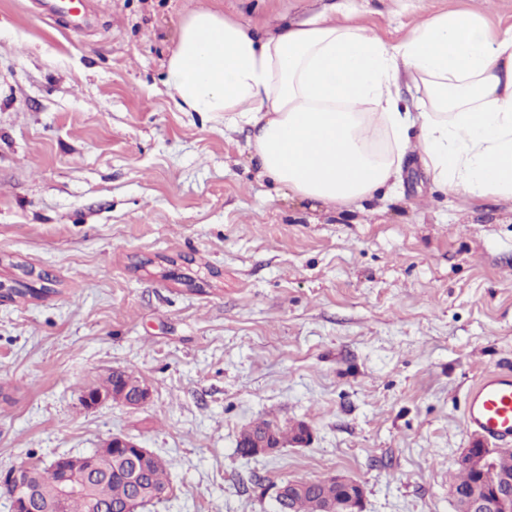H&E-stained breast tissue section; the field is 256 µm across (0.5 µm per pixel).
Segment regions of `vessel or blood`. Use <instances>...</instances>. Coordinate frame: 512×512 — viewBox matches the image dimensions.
<instances>
[{"instance_id":"vessel-or-blood-1","label":"vessel or blood","mask_w":512,"mask_h":512,"mask_svg":"<svg viewBox=\"0 0 512 512\" xmlns=\"http://www.w3.org/2000/svg\"><path fill=\"white\" fill-rule=\"evenodd\" d=\"M42 14H70L75 28H82L86 4L61 5L58 0H42ZM466 431L477 440L499 448L512 446V368L485 370L468 389L462 410Z\"/></svg>"}]
</instances>
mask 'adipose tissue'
Segmentation results:
<instances>
[{
    "mask_svg": "<svg viewBox=\"0 0 512 512\" xmlns=\"http://www.w3.org/2000/svg\"><path fill=\"white\" fill-rule=\"evenodd\" d=\"M357 13L339 0L259 37L198 9L164 84L178 111L251 126L262 176L296 197L336 208L395 192L413 149L435 186L512 200V28L447 12L391 44Z\"/></svg>",
    "mask_w": 512,
    "mask_h": 512,
    "instance_id": "adipose-tissue-1",
    "label": "adipose tissue"
}]
</instances>
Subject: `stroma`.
<instances>
[{"mask_svg": "<svg viewBox=\"0 0 512 512\" xmlns=\"http://www.w3.org/2000/svg\"><path fill=\"white\" fill-rule=\"evenodd\" d=\"M81 32L0 0V474L113 435L161 457L143 512H275V487L342 474L365 512H455L466 391L512 362V203L434 187L350 208L260 174L250 128L179 112V25L209 7L258 33L327 0H90ZM394 43L440 12L512 28V0H359ZM48 292H41V285ZM115 369L150 391L84 407ZM305 422L256 457L241 431Z\"/></svg>", "mask_w": 512, "mask_h": 512, "instance_id": "stroma-1", "label": "stroma"}]
</instances>
